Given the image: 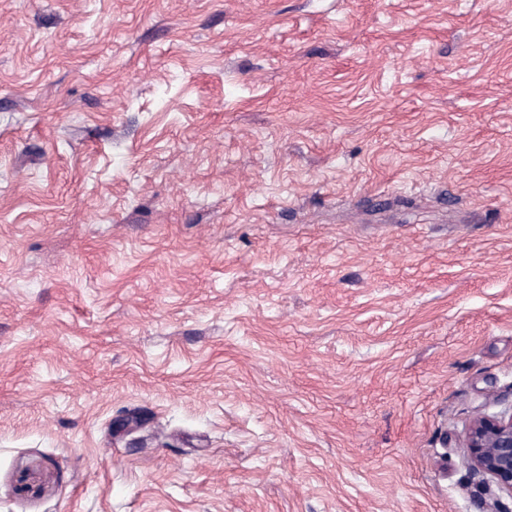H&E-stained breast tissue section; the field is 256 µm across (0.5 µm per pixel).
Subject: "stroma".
I'll return each mask as SVG.
<instances>
[{
	"label": "stroma",
	"mask_w": 512,
	"mask_h": 512,
	"mask_svg": "<svg viewBox=\"0 0 512 512\" xmlns=\"http://www.w3.org/2000/svg\"><path fill=\"white\" fill-rule=\"evenodd\" d=\"M512 0H0V512H512ZM469 466L512 495V412L476 414L465 433Z\"/></svg>",
	"instance_id": "obj_1"
}]
</instances>
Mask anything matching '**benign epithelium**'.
<instances>
[{"label":"benign epithelium","instance_id":"benign-epithelium-1","mask_svg":"<svg viewBox=\"0 0 512 512\" xmlns=\"http://www.w3.org/2000/svg\"><path fill=\"white\" fill-rule=\"evenodd\" d=\"M465 447L473 472L512 495V414H476L466 429Z\"/></svg>","mask_w":512,"mask_h":512}]
</instances>
